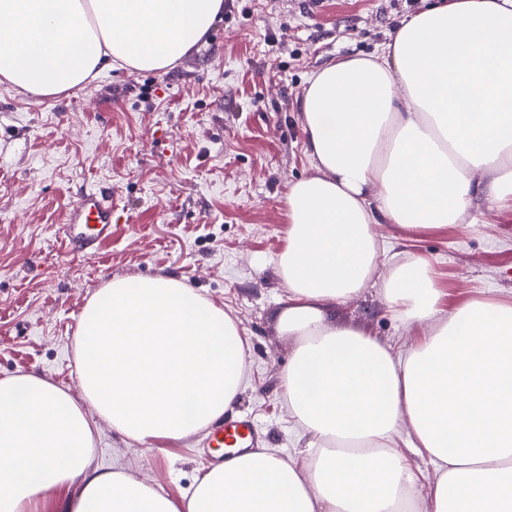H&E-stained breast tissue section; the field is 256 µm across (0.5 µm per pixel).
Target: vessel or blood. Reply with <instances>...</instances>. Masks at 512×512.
<instances>
[{"label":"vessel or blood","instance_id":"b4317fda","mask_svg":"<svg viewBox=\"0 0 512 512\" xmlns=\"http://www.w3.org/2000/svg\"><path fill=\"white\" fill-rule=\"evenodd\" d=\"M121 220L122 216L113 206L110 193L90 190L80 194L70 204L64 233L75 253L93 255L111 238L113 225ZM208 444L240 456L258 447L259 434L250 419L238 416L213 426Z\"/></svg>","mask_w":512,"mask_h":512}]
</instances>
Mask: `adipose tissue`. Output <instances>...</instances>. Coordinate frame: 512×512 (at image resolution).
Segmentation results:
<instances>
[{
	"instance_id": "obj_1",
	"label": "adipose tissue",
	"mask_w": 512,
	"mask_h": 512,
	"mask_svg": "<svg viewBox=\"0 0 512 512\" xmlns=\"http://www.w3.org/2000/svg\"><path fill=\"white\" fill-rule=\"evenodd\" d=\"M224 0H0V81L33 96L112 64L161 71L199 44ZM299 121L314 175L288 189L280 330L295 339L288 409L303 459H227L173 499L93 467V420L126 438L182 440L236 401L250 350L223 308L171 277L117 278L75 338L81 399L36 374L0 378V512H512V299L439 319L429 263L382 286L406 356L336 322L378 271L377 224L441 229L476 194L512 202V0H438L374 54L312 74ZM435 470L430 493L401 441Z\"/></svg>"
}]
</instances>
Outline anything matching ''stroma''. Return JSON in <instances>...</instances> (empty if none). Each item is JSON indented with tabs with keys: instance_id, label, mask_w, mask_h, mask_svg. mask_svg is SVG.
Listing matches in <instances>:
<instances>
[{
	"instance_id": "1",
	"label": "stroma",
	"mask_w": 512,
	"mask_h": 512,
	"mask_svg": "<svg viewBox=\"0 0 512 512\" xmlns=\"http://www.w3.org/2000/svg\"><path fill=\"white\" fill-rule=\"evenodd\" d=\"M320 2L308 13L299 0H234L163 71L112 69L49 97L0 83V377L37 373L80 396L74 336L87 301L115 278L173 277L222 307L249 344L234 414L278 455L304 448L283 394L292 341L277 328L288 187L313 174L297 121L302 92L310 73L373 53L432 0ZM87 187L111 191L129 218L92 257L73 255L63 229ZM376 233L380 273L404 256L426 260L446 311L512 293L511 206L479 194L465 223ZM334 313L401 354L418 339L377 282ZM205 443L200 431L142 444L102 421L92 463L177 499L213 464Z\"/></svg>"
}]
</instances>
